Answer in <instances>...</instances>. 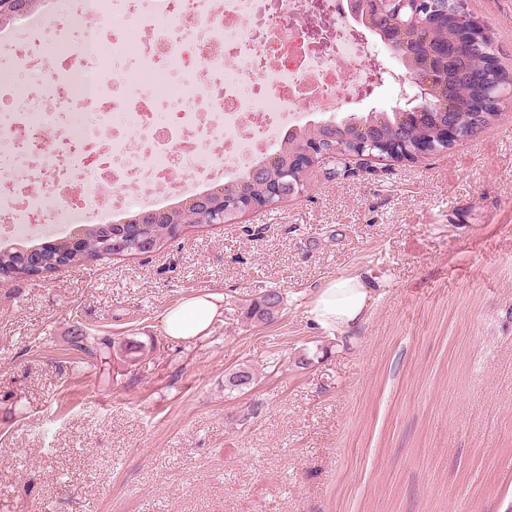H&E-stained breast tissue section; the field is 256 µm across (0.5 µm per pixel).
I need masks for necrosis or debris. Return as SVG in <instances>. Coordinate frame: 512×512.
<instances>
[{
    "label": "necrosis or debris",
    "mask_w": 512,
    "mask_h": 512,
    "mask_svg": "<svg viewBox=\"0 0 512 512\" xmlns=\"http://www.w3.org/2000/svg\"><path fill=\"white\" fill-rule=\"evenodd\" d=\"M82 0L103 15L111 36L95 27L55 48L37 44L18 56V80H0V145L25 159V175L0 166V238L26 240L47 220L46 196L17 199L21 181L68 187L60 203L69 216L97 208L104 189L120 218L130 204L159 207L177 164L196 173L236 179L310 122L308 105H351L366 80L364 42L350 34V0H321L334 27L323 51L309 49L311 0ZM51 72L38 63L48 52ZM41 101L66 105L54 138L53 113ZM136 189L135 198L125 197Z\"/></svg>",
    "instance_id": "4bbe7bcc"
}]
</instances>
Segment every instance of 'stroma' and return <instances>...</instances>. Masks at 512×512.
Instances as JSON below:
<instances>
[{"instance_id":"obj_1","label":"stroma","mask_w":512,"mask_h":512,"mask_svg":"<svg viewBox=\"0 0 512 512\" xmlns=\"http://www.w3.org/2000/svg\"><path fill=\"white\" fill-rule=\"evenodd\" d=\"M467 7L512 70V0ZM355 275L365 322L313 325ZM270 289L278 319L250 323ZM204 293L209 335L166 336ZM241 363L253 387L225 393ZM0 512H512V111L413 162L324 163L159 251L0 283ZM370 293L362 276L334 279L319 288L307 310L308 318L321 329L344 334L365 318ZM223 301L218 294H198L182 300L163 315L164 333L173 340L183 341L207 335L222 316Z\"/></svg>"}]
</instances>
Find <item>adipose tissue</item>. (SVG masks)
<instances>
[{
	"label": "adipose tissue",
	"mask_w": 512,
	"mask_h": 512,
	"mask_svg": "<svg viewBox=\"0 0 512 512\" xmlns=\"http://www.w3.org/2000/svg\"><path fill=\"white\" fill-rule=\"evenodd\" d=\"M370 293L363 277L348 276L332 280L317 291L307 311L308 318L321 329L346 333L365 318ZM222 312L221 295H193L169 308L161 325L166 336L188 341L207 335Z\"/></svg>",
	"instance_id": "adipose-tissue-1"
}]
</instances>
